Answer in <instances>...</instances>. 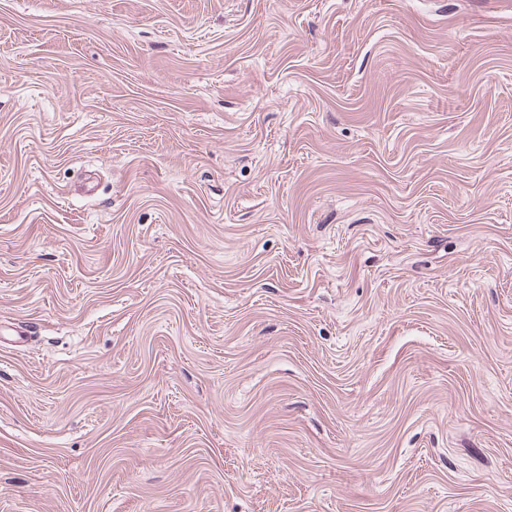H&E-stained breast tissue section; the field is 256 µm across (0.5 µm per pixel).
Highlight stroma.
<instances>
[{
  "label": "stroma",
  "mask_w": 512,
  "mask_h": 512,
  "mask_svg": "<svg viewBox=\"0 0 512 512\" xmlns=\"http://www.w3.org/2000/svg\"><path fill=\"white\" fill-rule=\"evenodd\" d=\"M0 512H512V0H0Z\"/></svg>",
  "instance_id": "1"
}]
</instances>
